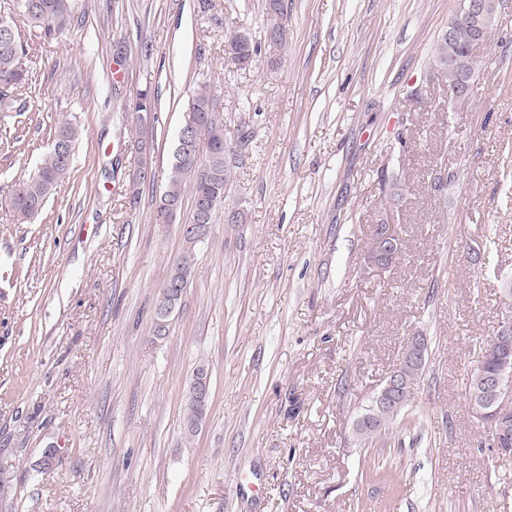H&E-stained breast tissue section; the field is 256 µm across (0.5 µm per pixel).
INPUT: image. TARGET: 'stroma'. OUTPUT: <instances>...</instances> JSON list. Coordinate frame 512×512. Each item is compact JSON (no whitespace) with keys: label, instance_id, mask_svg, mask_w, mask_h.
Here are the masks:
<instances>
[{"label":"stroma","instance_id":"obj_1","mask_svg":"<svg viewBox=\"0 0 512 512\" xmlns=\"http://www.w3.org/2000/svg\"><path fill=\"white\" fill-rule=\"evenodd\" d=\"M213 3L76 0L62 38L20 28L40 91L0 112V512H512V454L468 391L512 309V0L454 111L431 51L458 0H285L283 47L266 0ZM240 26L259 47L247 65L224 50ZM205 80L242 221L214 224L157 336L192 201L166 224L157 207ZM146 88L143 122L126 105ZM63 119L80 130L71 177L18 220L13 185ZM382 219L402 240L388 268L367 258ZM418 334L409 404L361 450L353 422Z\"/></svg>","mask_w":512,"mask_h":512}]
</instances>
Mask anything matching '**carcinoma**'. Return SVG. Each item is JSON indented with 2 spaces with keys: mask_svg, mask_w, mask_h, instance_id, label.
Instances as JSON below:
<instances>
[{
  "mask_svg": "<svg viewBox=\"0 0 512 512\" xmlns=\"http://www.w3.org/2000/svg\"><path fill=\"white\" fill-rule=\"evenodd\" d=\"M75 0H15L14 8L0 11V112L12 111L15 99L30 95L35 91L32 72L27 67L29 46L17 33L19 22L40 32L48 40L61 36L73 17ZM267 10L275 20L269 31L270 41L283 45L287 41V30L278 22L285 14L284 0H267ZM494 24L489 20L483 24L462 25L450 19L448 25L453 28V38L438 37L433 49L435 66L441 68V75L451 86L462 85L471 92L480 60L470 52L474 41L488 40ZM227 44L234 50L238 63L247 65L257 54L258 46L246 30L229 33ZM456 56V64L448 67V55ZM135 112L150 117L155 110V98L149 90L140 91L130 103ZM182 128L192 132V140L184 142L183 133H178L174 160L167 176L166 187L158 205V217L167 223L172 209L179 208L186 192H191L194 203L209 204L204 223L213 224L218 210L224 203V193L231 172L226 161L229 147L224 140V114L219 111L217 99L209 83L204 82L193 95L185 112ZM79 131L68 122H60L54 128L50 144L43 153L34 174L16 181L13 185L9 204L21 219H30L41 213L47 199L70 176L72 171L75 142ZM206 144V156H200V143ZM380 183L383 192L391 199H403L404 187L386 171H381ZM182 251L175 259L170 278L182 282L187 288L195 268L198 246L207 238H197L188 231L182 234ZM502 355L487 344L471 375L469 395L477 406L496 402L494 389L487 380L495 376L501 368ZM425 366L406 358L391 370L406 380L407 389H412ZM404 407L391 404H377L374 400L362 408L360 418L353 424L352 434L356 443L365 448L382 434L389 431ZM205 415V405L193 394H188L186 402V420L195 426Z\"/></svg>",
  "mask_w": 512,
  "mask_h": 512,
  "instance_id": "carcinoma-1",
  "label": "carcinoma"
}]
</instances>
